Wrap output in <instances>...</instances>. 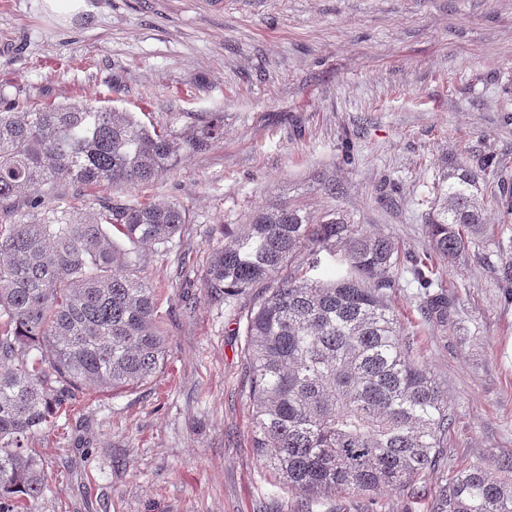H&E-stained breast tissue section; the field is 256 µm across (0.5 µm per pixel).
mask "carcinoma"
<instances>
[{
	"label": "carcinoma",
	"instance_id": "obj_1",
	"mask_svg": "<svg viewBox=\"0 0 512 512\" xmlns=\"http://www.w3.org/2000/svg\"><path fill=\"white\" fill-rule=\"evenodd\" d=\"M1 100L0 512H35L47 476L28 439L82 390L133 389L164 363L155 290L111 227L134 245H165L188 213L178 201L122 205L96 194L153 184L172 167L179 144L134 113L95 98L45 105L0 89ZM215 132L200 128L189 149H206ZM493 165L487 156L476 170L442 169L426 224L435 254L456 259L479 242L480 181ZM494 203L511 224L512 181H500ZM224 238L206 288L217 302L262 289L243 316L252 447L299 494L298 510L323 496L402 490L434 468L451 415L387 303L398 286L395 242L334 210L315 220L289 203L257 207ZM339 247L345 266L321 268V253ZM499 257L498 285L512 292V239ZM409 271L427 314L444 320L451 300L428 258L411 257ZM434 512H512V486L464 469Z\"/></svg>",
	"mask_w": 512,
	"mask_h": 512
}]
</instances>
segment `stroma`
Returning <instances> with one entry per match:
<instances>
[{
    "instance_id": "35a3bbf8",
    "label": "stroma",
    "mask_w": 512,
    "mask_h": 512,
    "mask_svg": "<svg viewBox=\"0 0 512 512\" xmlns=\"http://www.w3.org/2000/svg\"><path fill=\"white\" fill-rule=\"evenodd\" d=\"M89 4L62 22L41 0H0V86L39 103L99 97L172 135L171 170L120 200L175 199L189 222L136 248L167 333L162 370L88 392L34 438L48 479L36 512H294L297 494L251 442L240 317L256 293L223 304L205 286L222 228L290 202L422 254L442 167L491 155L512 175V0ZM215 120L220 135L189 150ZM487 217L475 249L439 265L446 322L423 314L407 266L388 297L448 398L441 462L407 490L325 497L313 512H432L458 471L512 456V301L495 275L512 224L492 204Z\"/></svg>"
}]
</instances>
